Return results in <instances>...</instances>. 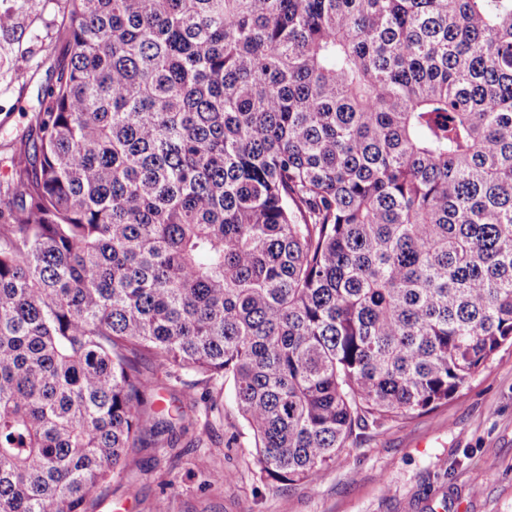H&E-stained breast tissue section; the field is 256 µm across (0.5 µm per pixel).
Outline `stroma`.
<instances>
[{
  "mask_svg": "<svg viewBox=\"0 0 512 512\" xmlns=\"http://www.w3.org/2000/svg\"><path fill=\"white\" fill-rule=\"evenodd\" d=\"M17 23L0 32V193L5 161L28 131L32 111L54 83L68 45V0H5ZM193 433L176 447L129 452L98 512H512V346L500 349L447 404L427 414L360 430L316 482L281 485L260 473L248 428L224 393V421L206 447ZM207 456L218 482L197 468Z\"/></svg>",
  "mask_w": 512,
  "mask_h": 512,
  "instance_id": "1",
  "label": "stroma"
}]
</instances>
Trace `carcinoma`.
Masks as SVG:
<instances>
[{
  "instance_id": "1",
  "label": "carcinoma",
  "mask_w": 512,
  "mask_h": 512,
  "mask_svg": "<svg viewBox=\"0 0 512 512\" xmlns=\"http://www.w3.org/2000/svg\"><path fill=\"white\" fill-rule=\"evenodd\" d=\"M0 203V512L224 420L313 483L512 345V0H70ZM199 384L205 393L196 392Z\"/></svg>"
}]
</instances>
